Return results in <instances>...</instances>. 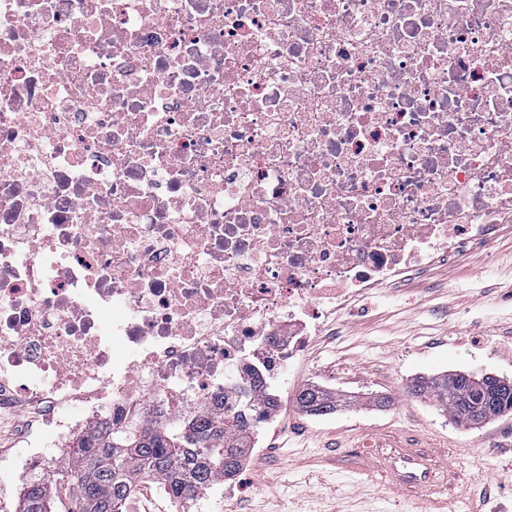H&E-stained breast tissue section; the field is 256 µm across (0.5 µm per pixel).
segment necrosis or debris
Returning <instances> with one entry per match:
<instances>
[{
  "instance_id": "4bbe7bcc",
  "label": "necrosis or debris",
  "mask_w": 512,
  "mask_h": 512,
  "mask_svg": "<svg viewBox=\"0 0 512 512\" xmlns=\"http://www.w3.org/2000/svg\"><path fill=\"white\" fill-rule=\"evenodd\" d=\"M512 224V0H0L12 465L235 413Z\"/></svg>"
}]
</instances>
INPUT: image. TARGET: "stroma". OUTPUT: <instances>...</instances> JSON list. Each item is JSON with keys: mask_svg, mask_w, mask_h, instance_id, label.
I'll use <instances>...</instances> for the list:
<instances>
[{"mask_svg": "<svg viewBox=\"0 0 512 512\" xmlns=\"http://www.w3.org/2000/svg\"><path fill=\"white\" fill-rule=\"evenodd\" d=\"M318 337L291 371L276 424L262 428L260 458L245 459L244 501L208 494L206 512H512V414L476 428L456 425L432 403L404 394L414 378L491 373L512 381V224L491 249L366 294ZM317 385L351 406L320 418L296 406ZM394 399L368 406L376 395ZM411 447L444 484L405 487L360 454Z\"/></svg>", "mask_w": 512, "mask_h": 512, "instance_id": "35a3bbf8", "label": "stroma"}]
</instances>
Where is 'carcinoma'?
<instances>
[{
	"label": "carcinoma",
	"instance_id": "1",
	"mask_svg": "<svg viewBox=\"0 0 512 512\" xmlns=\"http://www.w3.org/2000/svg\"><path fill=\"white\" fill-rule=\"evenodd\" d=\"M459 425L475 426L512 412V390L500 391L469 373L419 376L405 387ZM308 416H325L346 406L338 394L309 385L297 395ZM280 408L277 396L258 391L244 413L231 418L197 417L164 428L114 427L103 420L74 439L61 464L30 477L21 488L24 512H125L127 492L142 470L164 479L169 493L185 498L209 488L219 476L236 475L267 414ZM67 478L76 489L68 500L50 486Z\"/></svg>",
	"mask_w": 512,
	"mask_h": 512
}]
</instances>
